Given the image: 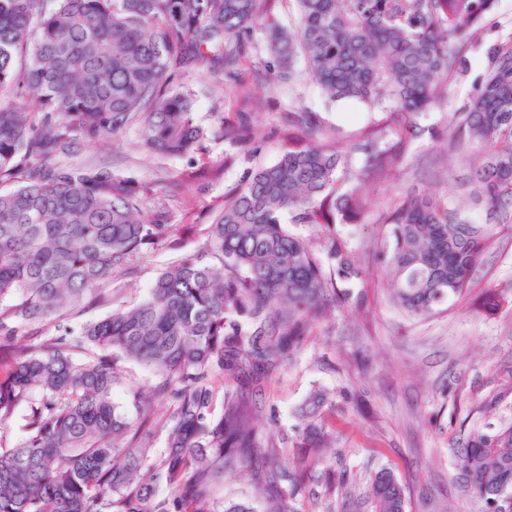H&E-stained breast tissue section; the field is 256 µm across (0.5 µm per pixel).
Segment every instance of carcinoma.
<instances>
[{"label": "carcinoma", "instance_id": "cac0c4a2", "mask_svg": "<svg viewBox=\"0 0 512 512\" xmlns=\"http://www.w3.org/2000/svg\"><path fill=\"white\" fill-rule=\"evenodd\" d=\"M279 0H0V425L22 413L23 435L0 432V512H255L217 506L210 486L247 466L264 512H304L303 481L323 467L333 494L344 475L324 465L331 449L325 389L310 394L293 454L258 436L256 393L343 307L366 270L339 238L362 224L366 186L393 181L413 151L415 119L437 105L459 68L453 45L477 40L496 0H294L293 25ZM261 32L273 78L301 56L330 100L363 104L378 118L343 141L314 112L296 113L277 162L224 192L196 252L162 269L149 296L74 333L67 312L112 301V277L143 250L168 242L172 225L139 217V188L103 165L55 162L72 134L112 139L134 121L139 148L188 155L206 137L193 95L169 89L181 67L207 65L239 80ZM483 83L448 116L438 173L469 171L450 201L408 187L381 217L373 245L383 298L409 322L464 299L512 213V44L490 51ZM247 150L246 118L222 125ZM395 139H390V136ZM219 176L193 167L180 182ZM321 227L311 240L287 224ZM160 382L136 387L129 409L112 399L119 362ZM238 382L214 412L209 380ZM174 409L166 448H153L155 402ZM478 512H512V416L474 427L455 448ZM291 459V467L284 460ZM286 481L284 488L280 482ZM373 512H406L394 473L369 477Z\"/></svg>", "mask_w": 512, "mask_h": 512}]
</instances>
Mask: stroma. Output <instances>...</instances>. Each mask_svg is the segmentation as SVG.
<instances>
[{
	"instance_id": "1",
	"label": "stroma",
	"mask_w": 512,
	"mask_h": 512,
	"mask_svg": "<svg viewBox=\"0 0 512 512\" xmlns=\"http://www.w3.org/2000/svg\"><path fill=\"white\" fill-rule=\"evenodd\" d=\"M512 40V0H497L477 42L457 48L461 60L457 76L448 83L441 102L420 115L419 137L413 152L399 165L396 180L375 186L373 204L364 224H341L337 232L368 266L357 293L361 308L336 313L315 325L303 347L258 396L263 434L275 435L292 447L302 424L301 409L312 388H328L336 405L328 423L336 434V469L351 471L355 479L332 502L337 512H371L367 476L392 469L404 485L408 512H416L421 497H429L449 512H476L459 478L452 444L462 424L473 421L491 400L501 410L512 409V227L501 230L495 248L478 268L471 296L445 314L411 323L380 296L382 273L372 262L371 245L382 231L380 214L386 202L410 185L427 186L455 196L462 190L460 174L434 175L440 141L448 134V115L460 111L475 94L489 67V50ZM270 57L263 40L241 66L244 82L257 98L245 103L232 82L204 68L183 71L172 89H193L194 110L208 131L200 152L185 156L147 155L134 148L138 124H130L116 139L103 141L79 136L65 165L105 164L113 172L135 180L142 188L144 215L163 213L175 225L176 242L148 250L130 272L114 279L112 295L119 304L134 305L147 297L157 273L202 241L224 202V193L248 172L273 164L280 156L281 136L296 109L317 113L324 125L349 140L373 118L356 102H334L305 75L296 60L290 76L268 80ZM247 115L259 137L250 152L237 151L219 132L221 122ZM224 166L218 180L180 183L190 166ZM496 293L500 306L489 311L479 298ZM367 370H358L356 358Z\"/></svg>"
}]
</instances>
